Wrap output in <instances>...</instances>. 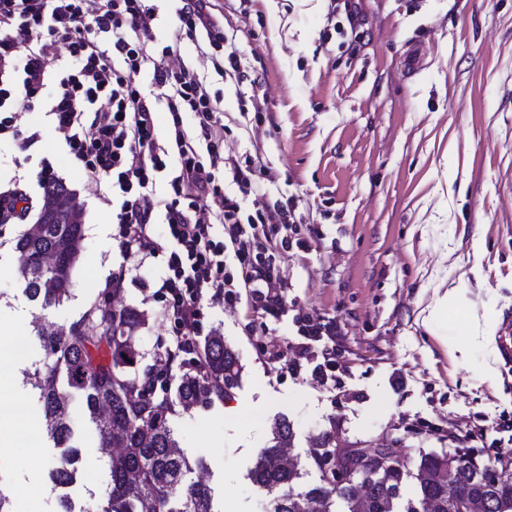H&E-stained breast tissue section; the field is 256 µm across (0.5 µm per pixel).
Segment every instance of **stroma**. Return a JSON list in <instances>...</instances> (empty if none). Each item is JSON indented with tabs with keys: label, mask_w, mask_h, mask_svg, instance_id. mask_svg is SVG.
Segmentation results:
<instances>
[{
	"label": "stroma",
	"mask_w": 512,
	"mask_h": 512,
	"mask_svg": "<svg viewBox=\"0 0 512 512\" xmlns=\"http://www.w3.org/2000/svg\"><path fill=\"white\" fill-rule=\"evenodd\" d=\"M364 36L336 34L330 0H212L237 48L243 81L214 75L191 42L176 60L208 74L223 98L224 148L249 155L276 177L273 196L292 198L309 253L285 261L288 300L335 322L345 390L333 395L308 372L268 360L253 334L286 348L292 323L265 329L260 317L207 305L198 345L221 334L241 379L230 398L177 411L171 424L189 457L204 458L215 512H269L249 469L278 417H287V454L297 488L319 474L308 448L341 427L369 447L401 440L411 461L454 449L492 463L491 441L512 424V0H351ZM423 44L422 72H402ZM264 102L260 116L253 99ZM18 135L0 143V189L39 202L41 169L64 181L83 212L84 240L70 297L45 308L28 299L14 249L27 222H0V333L29 336L25 358L0 359L9 399L39 421L23 380L45 361L38 330L79 320L107 280L126 267L113 306L137 314L134 336L152 365L171 345L154 295L163 256L123 259L112 206L85 183L46 113L17 103ZM41 139L27 144L33 131ZM454 290L440 326L428 316ZM406 384L394 389V376ZM14 440H0V474L30 499L24 512H54L45 483L57 449L40 440L32 465L13 467Z\"/></svg>",
	"instance_id": "obj_1"
}]
</instances>
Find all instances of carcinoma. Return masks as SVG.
Here are the masks:
<instances>
[{"instance_id": "1", "label": "carcinoma", "mask_w": 512, "mask_h": 512, "mask_svg": "<svg viewBox=\"0 0 512 512\" xmlns=\"http://www.w3.org/2000/svg\"><path fill=\"white\" fill-rule=\"evenodd\" d=\"M45 223L35 234L17 239L18 271L32 301L52 307L70 295L69 280L83 248V220L56 212L43 213ZM56 262V287L43 288L41 259ZM136 313L90 307L68 326L38 334L51 362L33 374L38 392L44 436L60 449L47 479L54 491L57 512H85L76 508L69 490L84 479L83 449L76 435L70 396L82 399L83 414L100 443L120 452L100 459L106 469L101 512H213L212 490L202 482L186 481L204 460L190 459L179 447L169 416L180 407L190 410L231 396L238 386L241 365L236 353L214 335L203 349V362L173 378L147 367L137 369L143 355L133 336ZM292 440L288 419L275 422L272 437L258 453L249 475L272 496L274 512H465L463 502L443 495L442 479L453 468L466 488L482 478L480 466L458 452L421 458L414 471L390 459L386 448L370 450L377 460L360 474V458L344 453V465L354 480L336 485L323 478L297 492L299 473L284 464L282 449ZM334 435L317 437L309 448L316 469L323 466L320 449L332 446ZM500 483L489 490L495 512H512V473L500 469ZM416 486L407 495V483Z\"/></svg>"}]
</instances>
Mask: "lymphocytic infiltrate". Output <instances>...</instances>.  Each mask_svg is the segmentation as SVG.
Masks as SVG:
<instances>
[{"mask_svg":"<svg viewBox=\"0 0 512 512\" xmlns=\"http://www.w3.org/2000/svg\"><path fill=\"white\" fill-rule=\"evenodd\" d=\"M159 26L155 0H0V141L16 134V102L49 113L83 177L111 197L122 255L164 254L159 316L183 351L196 349L189 331L204 303L221 301L275 323L288 316L293 354L272 349L269 357L294 374L310 368L313 381L338 390L335 354L322 345L337 336L336 324L288 308L283 257L311 248L290 237L293 200L272 198L271 177L225 152L220 99L196 70L169 62L183 40L200 41L215 71L239 80L241 56L209 0H181L171 29L162 35ZM146 73L162 96L144 91ZM158 224L167 227L162 242L154 236Z\"/></svg>","mask_w":512,"mask_h":512,"instance_id":"obj_1","label":"lymphocytic infiltrate"}]
</instances>
